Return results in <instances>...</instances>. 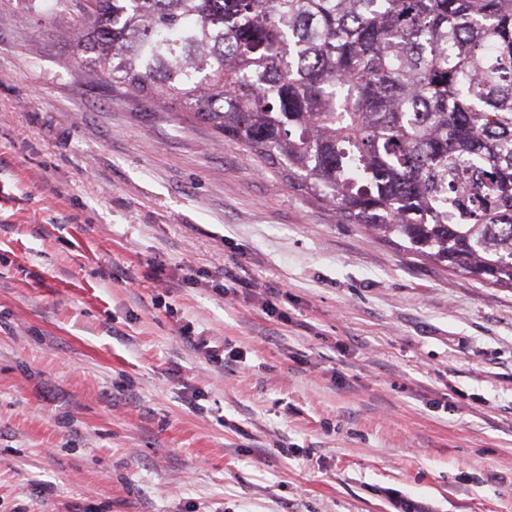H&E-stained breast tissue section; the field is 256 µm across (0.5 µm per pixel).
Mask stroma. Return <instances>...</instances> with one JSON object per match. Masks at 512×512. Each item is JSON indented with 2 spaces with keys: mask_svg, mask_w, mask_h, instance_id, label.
<instances>
[{
  "mask_svg": "<svg viewBox=\"0 0 512 512\" xmlns=\"http://www.w3.org/2000/svg\"><path fill=\"white\" fill-rule=\"evenodd\" d=\"M0 0V512H512V289Z\"/></svg>",
  "mask_w": 512,
  "mask_h": 512,
  "instance_id": "1",
  "label": "stroma"
}]
</instances>
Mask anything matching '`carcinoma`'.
Returning a JSON list of instances; mask_svg holds the SVG:
<instances>
[{"instance_id":"1","label":"carcinoma","mask_w":512,"mask_h":512,"mask_svg":"<svg viewBox=\"0 0 512 512\" xmlns=\"http://www.w3.org/2000/svg\"><path fill=\"white\" fill-rule=\"evenodd\" d=\"M86 77L512 288V0H92Z\"/></svg>"}]
</instances>
